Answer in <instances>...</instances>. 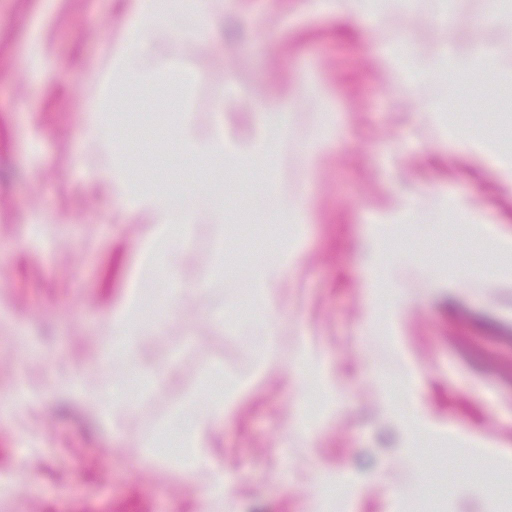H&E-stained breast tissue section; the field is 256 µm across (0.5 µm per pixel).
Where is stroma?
Instances as JSON below:
<instances>
[{
    "instance_id": "1",
    "label": "stroma",
    "mask_w": 512,
    "mask_h": 512,
    "mask_svg": "<svg viewBox=\"0 0 512 512\" xmlns=\"http://www.w3.org/2000/svg\"><path fill=\"white\" fill-rule=\"evenodd\" d=\"M138 0H0V396L19 377L36 389L26 409L0 418V512H200L202 477L136 468L181 395H210L204 370L245 381L233 414L209 436L228 488L209 512H418L432 486L439 512H512V281L483 280L496 251L465 229L464 200L512 238V189L485 162L444 138L443 125H512L480 75L456 110L424 116L417 98L445 100L444 78L405 95L386 74L383 47L400 33L437 37L435 0L387 18L379 29L317 13L309 0H239L199 42L163 44L161 62L198 70L199 85L170 107L201 126L222 121L242 139L262 106L285 95L288 132L252 167L254 192L303 193L306 209L282 218L232 206L223 229L196 225L180 262L204 280L176 309L157 298L164 269H145L148 229L102 180L111 153L82 138L89 97L100 90L110 47ZM233 78L239 98L221 106ZM163 98L131 86L116 123L135 144L132 174L145 188L193 201L200 173H153L166 131ZM326 138L317 168L307 148ZM403 199L421 220L395 223ZM224 235V273L212 275L213 240ZM292 248L273 291L284 362L259 370L248 303V265ZM154 310L144 322L169 381L133 388L132 419L119 436L61 386L77 376L110 383L97 357L130 287ZM26 334L27 343L15 340Z\"/></svg>"
}]
</instances>
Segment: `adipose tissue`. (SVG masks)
<instances>
[{
    "mask_svg": "<svg viewBox=\"0 0 512 512\" xmlns=\"http://www.w3.org/2000/svg\"><path fill=\"white\" fill-rule=\"evenodd\" d=\"M414 0H335L336 15L342 19L356 18L371 26L380 25L386 14L392 10L409 11ZM435 19L441 34L435 48L419 55L413 66H404L401 59H393L395 77L406 85L413 86L436 74L447 75L448 100L456 102L462 96V87L456 76L466 74L512 73V57H501L490 53L484 41L461 40L457 37V20L454 13L440 10ZM178 10H157L140 6L132 22L112 53V82L105 86L102 97L94 99L84 113V135L91 140L102 141L112 149L114 164L109 180L121 191L129 205L143 213L153 225L154 231L146 244L148 254H156L159 240H166L168 256L186 251L189 236L195 225L223 224L224 211L229 200L224 193L223 180L208 185L203 193L202 204L186 207L170 194L154 192L149 194L128 191L126 172L122 159L132 149L129 142L112 134L113 95L128 84L159 79L182 88H191L198 80L195 72L180 68H161L154 50L160 42L186 35ZM282 110L281 98L270 99L264 107L269 121L264 128L243 148L236 147L224 135V127L215 124L206 132H199L192 113H181L178 127L173 131L167 147L168 155L181 157L203 167H223L226 155L236 157L237 172L251 169L252 156L267 153L273 138L282 134L283 125L279 119ZM146 314L139 305L137 291H130L122 307L111 315L115 345L103 350L101 361H113L132 366L133 379L142 381L160 375V367L152 361L146 350V337L136 330L137 321L145 320ZM132 379V380H133ZM130 382V381H129ZM129 382L114 379L110 390L104 392L84 391L80 383H73L72 393L79 395L84 404L113 432H120L130 417L124 393ZM230 403L216 399L206 407H198L194 398L184 397L173 417L181 433L178 437L183 447L191 451L189 465H180L169 458L159 456L152 450H145L139 462L145 466H163L176 476L206 473L207 483L204 499L220 498L224 495V477L221 471L211 465L208 452V436L214 424L223 421L230 413Z\"/></svg>",
    "mask_w": 512,
    "mask_h": 512,
    "instance_id": "1",
    "label": "adipose tissue"
}]
</instances>
